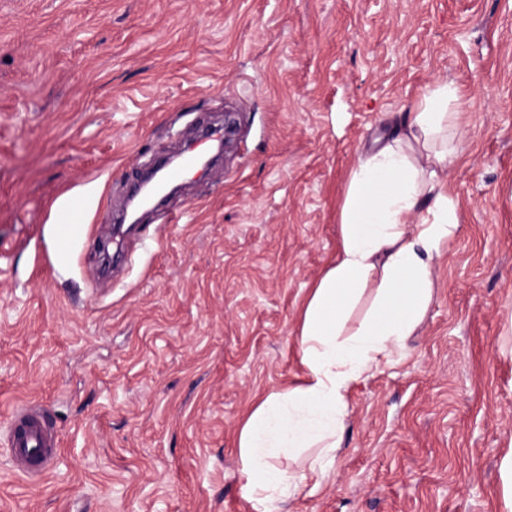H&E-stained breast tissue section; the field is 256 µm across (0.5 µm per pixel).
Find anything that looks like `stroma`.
Segmentation results:
<instances>
[{"instance_id":"obj_1","label":"stroma","mask_w":512,"mask_h":512,"mask_svg":"<svg viewBox=\"0 0 512 512\" xmlns=\"http://www.w3.org/2000/svg\"><path fill=\"white\" fill-rule=\"evenodd\" d=\"M459 90V229L406 354L350 393L290 512H503L512 447V0H0V436L51 411L0 512H262L238 430L303 375L298 321L359 157ZM234 113L211 178L98 247L140 171ZM76 225L75 235L57 232ZM6 441L15 470L26 476L38 475L55 455V434L38 408L31 404L15 407Z\"/></svg>"}]
</instances>
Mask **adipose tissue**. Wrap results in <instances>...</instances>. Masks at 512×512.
<instances>
[{"mask_svg":"<svg viewBox=\"0 0 512 512\" xmlns=\"http://www.w3.org/2000/svg\"><path fill=\"white\" fill-rule=\"evenodd\" d=\"M458 106L453 85L429 90L350 172L336 260L301 312L304 377L269 393L239 429L245 489L263 512H277L305 481L284 458L312 448L310 471L327 472L352 386L403 353L425 315L435 266L459 228L458 202L441 176L463 153ZM368 292L369 312L356 329H347Z\"/></svg>","mask_w":512,"mask_h":512,"instance_id":"1","label":"adipose tissue"}]
</instances>
